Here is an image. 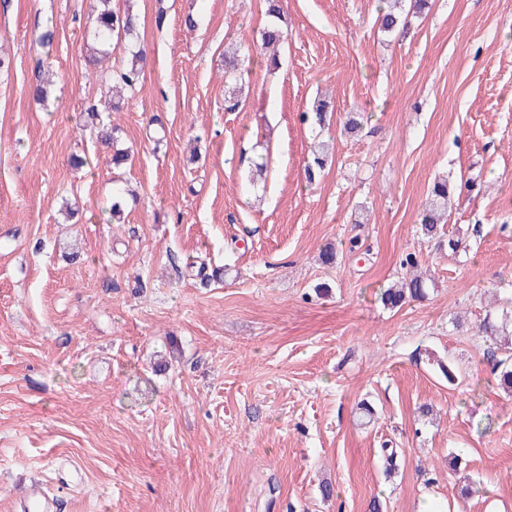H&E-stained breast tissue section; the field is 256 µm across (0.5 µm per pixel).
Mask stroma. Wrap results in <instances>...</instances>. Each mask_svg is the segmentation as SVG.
Returning a JSON list of instances; mask_svg holds the SVG:
<instances>
[{
	"label": "stroma",
	"instance_id": "35a3bbf8",
	"mask_svg": "<svg viewBox=\"0 0 512 512\" xmlns=\"http://www.w3.org/2000/svg\"><path fill=\"white\" fill-rule=\"evenodd\" d=\"M128 3L146 62L110 117L116 169L91 111L126 51L81 52L95 0H0V512L34 479L60 512H512V396L475 332L491 298L512 307V0H431L398 35L380 0H280L279 56L252 57L233 110L224 50L259 43L265 0ZM442 176L454 254L418 232ZM410 252L435 289L386 310Z\"/></svg>",
	"mask_w": 512,
	"mask_h": 512
}]
</instances>
